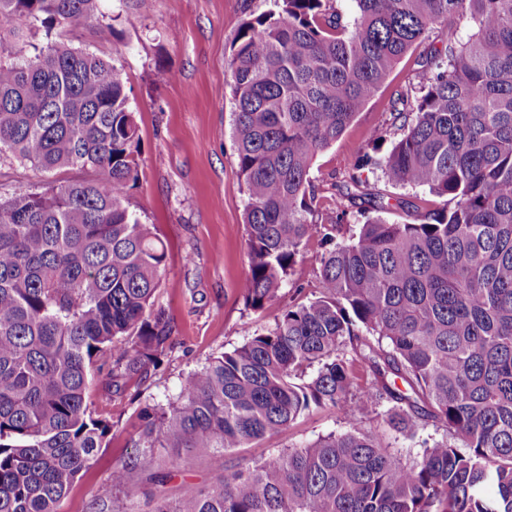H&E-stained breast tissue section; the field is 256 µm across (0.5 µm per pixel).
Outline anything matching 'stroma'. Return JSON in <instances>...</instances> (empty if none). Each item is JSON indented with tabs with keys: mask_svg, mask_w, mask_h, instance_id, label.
Listing matches in <instances>:
<instances>
[{
	"mask_svg": "<svg viewBox=\"0 0 512 512\" xmlns=\"http://www.w3.org/2000/svg\"><path fill=\"white\" fill-rule=\"evenodd\" d=\"M270 6V0H99L92 25L60 35L61 42L111 61L126 80L140 128V176L127 205L166 247L155 304L169 317L176 345L160 369L126 391L107 394L104 379L96 380L92 399L112 423L109 443L81 472L59 512H94L95 494L112 467L135 454L136 409L177 393L184 378L210 358L240 346L251 331L274 325L275 311L254 315L243 299L249 271L243 224L247 196L235 168L227 70L240 20ZM107 24L114 35L103 42L97 28ZM418 58V53L408 54L336 144L316 157L313 178L322 182L358 167L377 183L378 171L362 162L372 151L369 133L382 125L394 93L419 82ZM71 176L62 170L49 178L11 154H0L1 198L41 191L49 181ZM344 429L333 412L321 410L248 455L258 459ZM223 474V459L194 448L163 493L174 499L184 487H206Z\"/></svg>",
	"mask_w": 512,
	"mask_h": 512,
	"instance_id": "35a3bbf8",
	"label": "stroma"
}]
</instances>
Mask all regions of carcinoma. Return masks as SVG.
I'll list each match as a JSON object with an SVG mask.
<instances>
[{"instance_id": "carcinoma-1", "label": "carcinoma", "mask_w": 512, "mask_h": 512, "mask_svg": "<svg viewBox=\"0 0 512 512\" xmlns=\"http://www.w3.org/2000/svg\"><path fill=\"white\" fill-rule=\"evenodd\" d=\"M97 0H0V152L76 176L0 199V512H58L112 432L90 399L157 368L173 327L154 307L163 242L128 210L139 127L104 58L47 40L3 61L38 23L77 32ZM273 0L238 26L228 69L247 195L243 288L274 326L136 413L137 455L97 493L140 496L158 448L220 456L328 409L341 433L187 487L152 512H512V0ZM451 18L472 23L461 36ZM426 82L390 99L371 135L392 199L353 172L323 184L330 148L430 35ZM401 209L409 222L381 213ZM361 221L358 229L351 222ZM312 297L280 305L305 244ZM433 427L406 457L392 441Z\"/></svg>"}]
</instances>
